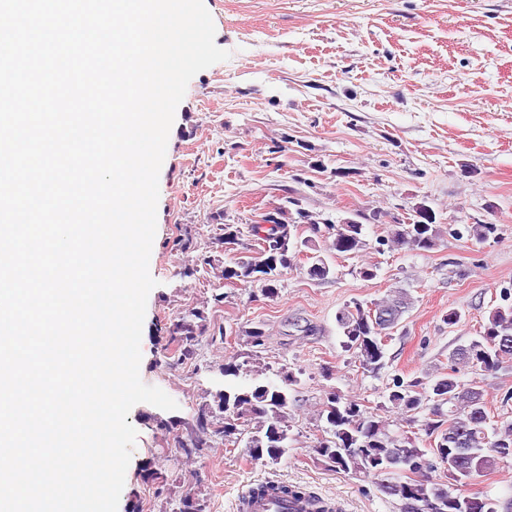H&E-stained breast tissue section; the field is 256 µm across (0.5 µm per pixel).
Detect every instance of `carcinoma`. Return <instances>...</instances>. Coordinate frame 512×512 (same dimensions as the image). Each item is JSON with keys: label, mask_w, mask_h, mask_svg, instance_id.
Masks as SVG:
<instances>
[{"label": "carcinoma", "mask_w": 512, "mask_h": 512, "mask_svg": "<svg viewBox=\"0 0 512 512\" xmlns=\"http://www.w3.org/2000/svg\"><path fill=\"white\" fill-rule=\"evenodd\" d=\"M295 206L290 210L289 206ZM320 232V225L331 230L326 250L338 256L358 253L365 247L363 224L355 218H346L335 225L319 215H312L301 207L299 200L289 197L278 209L276 218L258 235V225L249 224L242 230L238 224H223L221 240L232 249L243 233L254 238L256 248L252 255L234 259L224 266L222 276L231 283L257 286L269 297L278 293L283 272L297 264L301 253L298 227ZM469 236L485 241L495 235L494 224H466ZM440 234V223L432 217L424 224H395L386 243L407 246L412 250L434 248ZM378 309L402 318L409 308L404 294L376 303ZM337 323L344 336V345L353 350L363 369L376 373L385 364L384 336L360 304L343 310ZM208 329L205 311L186 310L182 316L164 324L163 333L168 346L187 355L184 345ZM512 304L498 306L490 314L479 338L453 351L448 357V373L437 379L446 386L447 398L433 399L432 415L441 413L448 405V419L433 421L427 417L420 431L433 439L428 448H421L409 438L390 435L385 421L350 397L336 392L327 394L321 413L326 416L327 437L319 442L317 452L338 471L363 474L378 478L381 491L401 503L402 512H435L448 505L444 512H497L493 499L480 491L468 489L471 481L487 473L512 457V423L503 426L488 424V409L480 382L465 381L468 371L491 375L502 368L504 357L512 359ZM250 372L248 362H228L221 369L222 387L208 391L212 402L199 408L193 425L181 436L175 435L177 447L190 456L210 447L212 434L231 437L254 428L248 439L250 457L276 464L288 452V411L292 402L289 385L272 382L243 386L237 382ZM422 393L414 385L397 378L386 402L392 408L412 412L422 408ZM443 469L448 482L433 481L428 473ZM205 500L188 493L181 498L178 512H206Z\"/></svg>", "instance_id": "1"}]
</instances>
